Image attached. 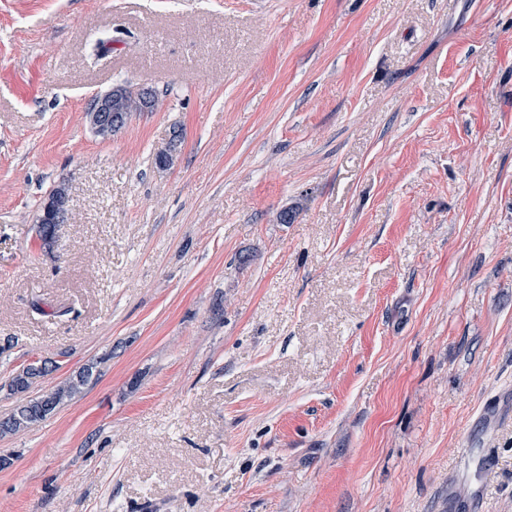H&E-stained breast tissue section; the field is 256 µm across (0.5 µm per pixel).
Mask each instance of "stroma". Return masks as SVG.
Listing matches in <instances>:
<instances>
[{"label":"stroma","instance_id":"35a3bbf8","mask_svg":"<svg viewBox=\"0 0 512 512\" xmlns=\"http://www.w3.org/2000/svg\"><path fill=\"white\" fill-rule=\"evenodd\" d=\"M35 359L100 376L0 437V512H512V0H0V383ZM112 89L109 92L95 98L87 112L90 125L94 127L101 136L105 137L110 135L113 124L118 125L121 122L129 121V116L122 113L118 103H116L115 107H113L112 95L114 93L112 92ZM126 124L127 122L118 127H115L112 130V134L114 135L118 133L126 126Z\"/></svg>","mask_w":512,"mask_h":512}]
</instances>
